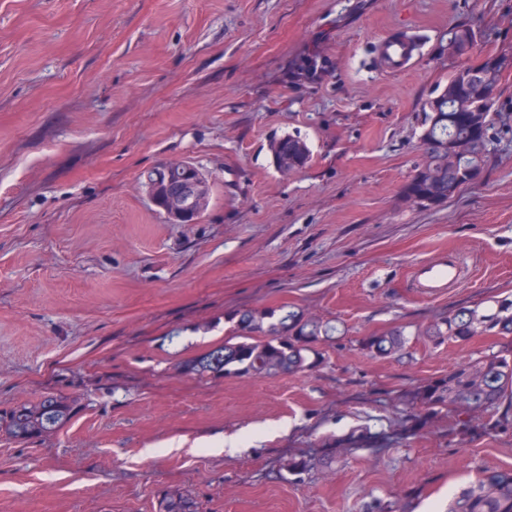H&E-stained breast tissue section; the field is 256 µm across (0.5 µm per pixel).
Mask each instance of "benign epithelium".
<instances>
[{
    "mask_svg": "<svg viewBox=\"0 0 512 512\" xmlns=\"http://www.w3.org/2000/svg\"><path fill=\"white\" fill-rule=\"evenodd\" d=\"M167 185H160V174L152 171L146 177L152 204L174 224H196L209 205V183L196 166L183 161L165 164Z\"/></svg>",
    "mask_w": 512,
    "mask_h": 512,
    "instance_id": "1",
    "label": "benign epithelium"
}]
</instances>
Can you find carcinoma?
I'll list each match as a JSON object with an SVG mask.
<instances>
[{"mask_svg": "<svg viewBox=\"0 0 512 512\" xmlns=\"http://www.w3.org/2000/svg\"><path fill=\"white\" fill-rule=\"evenodd\" d=\"M512 70V50H500L475 66L455 70L448 84L428 99V127L423 133L427 159L405 185L407 198L424 205H441L461 188L480 178L487 157L488 131L494 114L506 107L501 101L500 80ZM330 73V62L309 53L293 65L297 82H317ZM277 168L291 172L305 167L307 143L284 136L271 143ZM240 335L198 356L181 361L180 371L196 376H264L291 373L311 366V344L331 328L314 324L290 312L275 318L273 310L246 311L238 321ZM400 330L369 336L364 345L381 354L391 352ZM450 342H465L477 335L512 336V299L481 307L458 308L428 332ZM512 386V349L464 362L426 392L429 403L446 402L472 410L497 408L505 402V387ZM75 401L48 394L0 412V438L27 442L62 427L72 416ZM159 512H199L188 497L162 501ZM448 512H512V469L479 472L448 501Z\"/></svg>", "mask_w": 512, "mask_h": 512, "instance_id": "cac0c4a2", "label": "carcinoma"}]
</instances>
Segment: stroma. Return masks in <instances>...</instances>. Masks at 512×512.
Instances as JSON below:
<instances>
[{
  "instance_id": "obj_1",
  "label": "stroma",
  "mask_w": 512,
  "mask_h": 512,
  "mask_svg": "<svg viewBox=\"0 0 512 512\" xmlns=\"http://www.w3.org/2000/svg\"><path fill=\"white\" fill-rule=\"evenodd\" d=\"M469 20L485 36L463 64L512 46V0H0V409L76 400L55 433L0 440V512H159L178 494L203 512H447L477 469H512L504 409L425 400L512 345L426 334L512 297V109L477 183L439 206L403 193ZM404 28L425 45L392 73L375 45ZM314 52L331 75L291 82ZM286 135L309 145L301 170L273 162ZM168 160L208 175L198 223L149 199ZM444 248L463 284L416 297L409 266ZM285 304L334 328L311 368L179 372L242 311ZM395 328L391 354L366 349Z\"/></svg>"
}]
</instances>
